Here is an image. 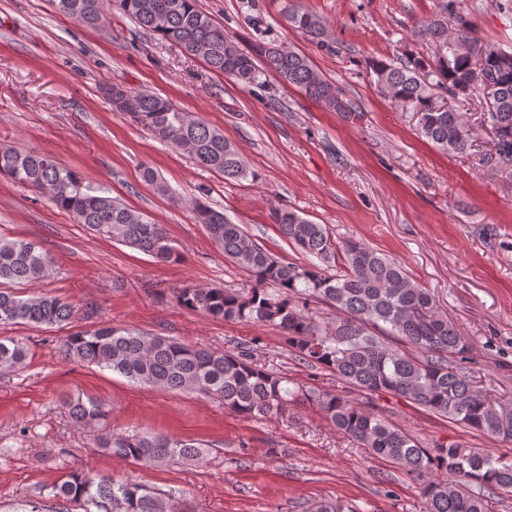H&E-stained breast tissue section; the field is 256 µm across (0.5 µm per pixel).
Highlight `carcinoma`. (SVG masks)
I'll use <instances>...</instances> for the list:
<instances>
[{
	"instance_id": "carcinoma-1",
	"label": "carcinoma",
	"mask_w": 512,
	"mask_h": 512,
	"mask_svg": "<svg viewBox=\"0 0 512 512\" xmlns=\"http://www.w3.org/2000/svg\"><path fill=\"white\" fill-rule=\"evenodd\" d=\"M53 0L58 11L79 24L98 28L104 4L129 17L141 29L160 36L216 73L242 85L259 80L257 61L284 83L345 119L356 117L342 90L329 81L304 54L288 47L242 50L198 0ZM287 21L313 39L326 35L324 21L306 9L288 11ZM418 33L435 46L434 56L409 55L396 66L374 59L370 68L378 91L419 115V133L439 149L468 155L473 136L463 112L445 102L479 93L485 101L483 122L494 137V149L478 157L487 170L512 174V51L483 40L463 16L423 22ZM113 110L149 130L159 141L187 152L202 169L226 180L252 176L239 150L224 133L168 99L148 91H129L120 84L102 88ZM0 177L44 194L92 235L103 236L163 262L179 255L161 224L118 198L94 194L73 170L51 156L0 144ZM144 182L161 195L169 187L150 166ZM195 223L224 256L247 272L254 284L242 290L208 286L179 288V304L215 320H245L279 327L296 359L321 365L342 384L370 401L383 394L421 406L463 428L512 442V404L478 391L466 364L472 347L460 328L439 311L434 298L397 261L358 239L339 246L325 224L298 212L274 207L270 216L283 236L308 257L305 264L283 260L254 241L244 225L224 211L196 199ZM341 265V270L332 269ZM53 262L34 240L0 235V324L50 328L68 321L71 307L50 295L23 296L16 287L47 279ZM317 299L335 312L318 320L302 301ZM65 358L127 380L165 391H190L218 400L243 417L283 414L288 405H315L337 432L423 483L426 512H486L487 498L512 495V458L494 457L462 443L425 448L407 431L391 424L369 405L339 393L290 387L287 377L270 371L252 346L221 351L180 342L135 328L104 325L66 336ZM27 348L19 340L0 339V370L21 367ZM75 425L96 433V446L106 454L137 464L202 461L207 450L192 439L149 432L115 433L107 429L110 408L104 401L77 395L65 401ZM50 495L83 512H178L170 499L146 486L117 482L77 468L51 487Z\"/></svg>"
}]
</instances>
